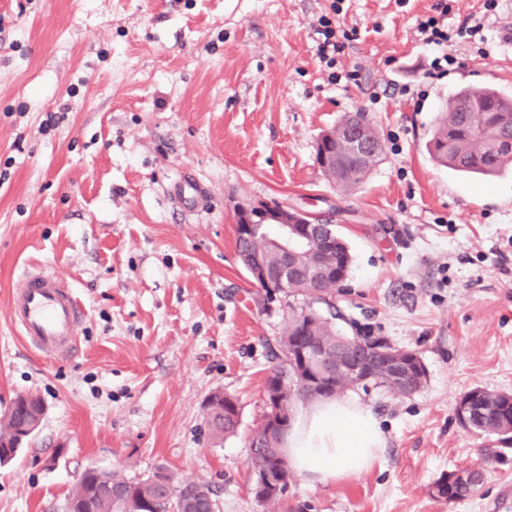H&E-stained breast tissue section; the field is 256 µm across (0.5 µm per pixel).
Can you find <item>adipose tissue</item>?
Instances as JSON below:
<instances>
[{
    "instance_id": "adipose-tissue-1",
    "label": "adipose tissue",
    "mask_w": 512,
    "mask_h": 512,
    "mask_svg": "<svg viewBox=\"0 0 512 512\" xmlns=\"http://www.w3.org/2000/svg\"><path fill=\"white\" fill-rule=\"evenodd\" d=\"M382 444L374 416L356 400L327 398L288 432L291 468L318 480H336L369 468Z\"/></svg>"
}]
</instances>
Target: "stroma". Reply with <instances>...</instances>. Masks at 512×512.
<instances>
[{"instance_id":"stroma-1","label":"stroma","mask_w":512,"mask_h":512,"mask_svg":"<svg viewBox=\"0 0 512 512\" xmlns=\"http://www.w3.org/2000/svg\"><path fill=\"white\" fill-rule=\"evenodd\" d=\"M446 1L450 30L483 36L454 39L438 71L418 25L439 0H0V414L20 395L46 404L0 466V512H65L90 465L136 478L166 466L208 482L218 512H512V448L484 463L495 440L455 413L471 388L512 393V173L463 177L426 148L461 89L512 97V0ZM354 112L384 159L346 191L316 144ZM186 170L208 190L192 214L170 199ZM274 200L326 215L352 254L313 308L345 335L415 350L428 373L408 398L346 390L380 424L372 465L295 475L276 506L250 491L249 437L289 308L261 304L236 252L238 208ZM40 267L86 311L66 357L11 322L22 273ZM216 390L240 405L224 438L203 422ZM479 464L473 496L432 497Z\"/></svg>"}]
</instances>
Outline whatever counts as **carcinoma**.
<instances>
[{"label":"carcinoma","mask_w":512,"mask_h":512,"mask_svg":"<svg viewBox=\"0 0 512 512\" xmlns=\"http://www.w3.org/2000/svg\"><path fill=\"white\" fill-rule=\"evenodd\" d=\"M343 121L354 123L358 135L364 140L380 143L375 128L362 113L348 114ZM429 150L438 163L461 173L488 177L502 174L512 167V100L489 88L459 92L441 112L429 141ZM381 161L380 152L360 160L338 145L333 181L349 190L363 182ZM333 288L334 281L317 278L308 272L290 279L288 297L308 296L321 300ZM290 310L278 341V351L274 352L271 379L292 371L283 351L292 337L302 335L331 349L347 339L329 318L315 310L303 307L297 310L293 306ZM316 399L318 395L305 383L297 382L281 393V401L289 412L299 403ZM37 412L39 404L28 405L21 400L5 412L0 418V452L7 451L5 444L36 420ZM206 422L217 437L235 434L239 425V420L225 414L223 398L219 396L213 400ZM472 429L491 436L506 434L512 430V410L501 409L492 392L487 390L480 409L475 411ZM250 451L248 466L253 472L272 461L276 453H284L282 441L268 436L261 424L252 432ZM482 477V472L476 471L466 483H449L444 475L435 482L437 498L446 501L466 499L482 484ZM164 479L167 492L158 496L149 477L127 478L114 470L93 469L71 490L66 512H143V501L153 505L152 512H215L217 502L208 484L180 479L171 472L164 475Z\"/></svg>","instance_id":"1"}]
</instances>
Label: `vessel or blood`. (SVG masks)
<instances>
[{"label":"vessel or blood","mask_w":512,"mask_h":512,"mask_svg":"<svg viewBox=\"0 0 512 512\" xmlns=\"http://www.w3.org/2000/svg\"><path fill=\"white\" fill-rule=\"evenodd\" d=\"M207 197L206 188L190 176L174 185L172 200L194 211ZM85 311L69 281L52 269L25 273L11 299V317L26 341L48 357L68 354Z\"/></svg>","instance_id":"vessel-or-blood-1"}]
</instances>
